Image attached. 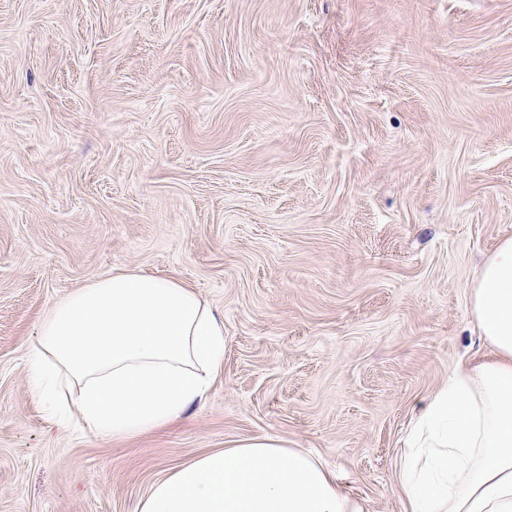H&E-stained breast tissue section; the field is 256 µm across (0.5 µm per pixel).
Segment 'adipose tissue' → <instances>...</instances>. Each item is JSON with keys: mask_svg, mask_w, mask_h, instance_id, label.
Instances as JSON below:
<instances>
[{"mask_svg": "<svg viewBox=\"0 0 512 512\" xmlns=\"http://www.w3.org/2000/svg\"><path fill=\"white\" fill-rule=\"evenodd\" d=\"M470 317L486 345L412 420L397 470L404 512H512V236L482 262ZM44 414L130 438L203 402L224 362V318L181 282L117 272L75 289L26 348ZM139 512H367L313 454L253 438L156 482Z\"/></svg>", "mask_w": 512, "mask_h": 512, "instance_id": "ef3b65f1", "label": "adipose tissue"}]
</instances>
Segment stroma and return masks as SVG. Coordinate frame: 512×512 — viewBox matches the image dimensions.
Here are the masks:
<instances>
[{
    "instance_id": "1",
    "label": "stroma",
    "mask_w": 512,
    "mask_h": 512,
    "mask_svg": "<svg viewBox=\"0 0 512 512\" xmlns=\"http://www.w3.org/2000/svg\"><path fill=\"white\" fill-rule=\"evenodd\" d=\"M512 236V0H0V512H136L270 437L370 512L413 416L482 354L477 267ZM224 317L184 419L48 420L25 349L97 277Z\"/></svg>"
}]
</instances>
